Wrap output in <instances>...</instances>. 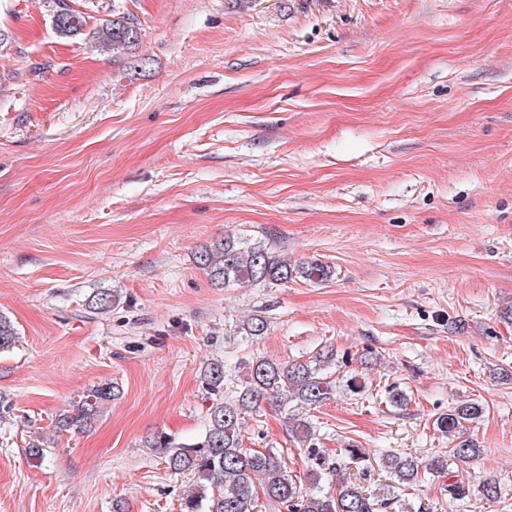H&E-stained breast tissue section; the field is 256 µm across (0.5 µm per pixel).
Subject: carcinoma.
<instances>
[{
	"mask_svg": "<svg viewBox=\"0 0 512 512\" xmlns=\"http://www.w3.org/2000/svg\"><path fill=\"white\" fill-rule=\"evenodd\" d=\"M54 25L61 34H75L83 27L82 17L65 4L55 15ZM96 39L112 49H127L139 41L140 27L135 16L115 17L95 32ZM198 265L216 284L226 287H244L249 284H281L303 279L319 283L330 277V269L318 260L291 264L272 255L260 244L242 249L233 239H226L202 247L196 254ZM115 296L101 292L93 296L90 309L95 314L112 311ZM248 336L261 337L267 332V321L255 315L244 323ZM19 336L12 320L0 313V352L15 347ZM336 361V352L319 349L302 361L276 363L258 357L245 362L246 376L239 391L224 397V363L211 362L201 373V381L211 401L203 435L181 443L165 436L147 441L151 448L161 450L166 463L174 472H188L196 478L195 491L182 502V512H257L259 497L266 507L286 512H388L397 502L394 486L389 484L382 493L369 492L358 482L343 481L336 491L319 487L323 472L338 474L343 471L342 460H323L320 470L313 473L311 491L303 490L288 474L286 461L273 448L264 450L242 447L241 424L243 415L256 412L262 404L284 407L296 400L305 407H316L337 390L336 381L327 372ZM386 393V403L395 409L408 405L407 394L396 386ZM112 399V385L101 384L90 391L56 419V428L68 431L78 425H87L97 415L100 404ZM484 407L478 402H463L448 409L435 419L437 429L448 435L451 443L449 456L465 462L480 452L477 442L463 437L464 425L479 420ZM348 460L362 472L376 468L389 473L401 488L420 483L424 474H444L447 459L437 457L424 460L413 455H371L355 445L347 448Z\"/></svg>",
	"mask_w": 512,
	"mask_h": 512,
	"instance_id": "1",
	"label": "carcinoma"
}]
</instances>
